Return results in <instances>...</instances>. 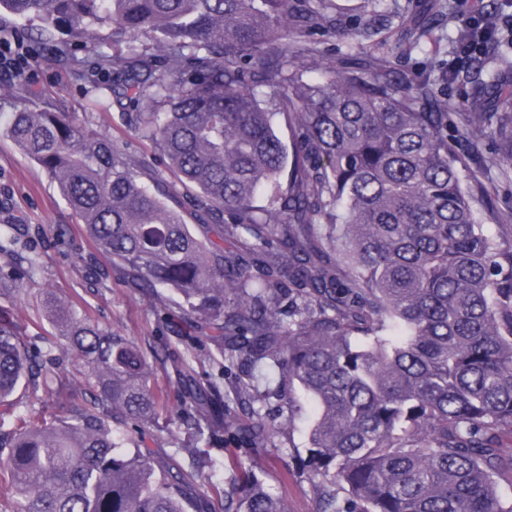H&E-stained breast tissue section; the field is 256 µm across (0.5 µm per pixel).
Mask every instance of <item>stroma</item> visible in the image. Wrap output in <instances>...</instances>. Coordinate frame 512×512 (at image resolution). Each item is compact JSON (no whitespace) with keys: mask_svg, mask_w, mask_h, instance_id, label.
I'll list each match as a JSON object with an SVG mask.
<instances>
[{"mask_svg":"<svg viewBox=\"0 0 512 512\" xmlns=\"http://www.w3.org/2000/svg\"><path fill=\"white\" fill-rule=\"evenodd\" d=\"M497 0H449L451 19L427 27L420 47L410 57L401 59L400 70H418L437 74L441 67L456 65L457 55L452 40L462 19L492 11ZM409 0H377L366 7L374 34L362 42L341 37H328L324 48L336 58L350 57L360 49L380 50L382 43H394L400 33L396 11L406 9ZM38 66L31 77L0 74V89L24 88L27 96H43L61 102L69 111L93 112L99 129L117 144L137 156L150 155L148 145L138 141L120 119L119 107L94 111L96 93L90 68L74 70L60 61L57 53L38 43L30 44ZM462 151L470 158V170L486 188L491 205L480 208L479 218L490 234H498L512 224V178L503 173L501 146L498 140L487 138L463 142ZM10 225L21 238L30 229L41 227L43 233L35 241L41 253L42 269L28 288L30 295L51 290L71 298L75 304L90 303L95 320L111 325L121 335L139 341L152 336L165 342L170 351L184 352L185 345L173 327L159 322L147 299L125 288L119 272H111L109 287H101L98 274L110 270L109 263L97 256L82 235L77 217L59 195L45 173L25 156L8 138L0 136V225ZM65 227V237H57V227ZM304 428L291 435H280L276 445L261 451L237 449L242 465L251 470L271 492L283 496L288 512H316V500L304 466L306 457Z\"/></svg>","mask_w":512,"mask_h":512,"instance_id":"stroma-1","label":"stroma"}]
</instances>
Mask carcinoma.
I'll list each match as a JSON object with an SVG mask.
<instances>
[{
  "instance_id": "carcinoma-1",
  "label": "carcinoma",
  "mask_w": 512,
  "mask_h": 512,
  "mask_svg": "<svg viewBox=\"0 0 512 512\" xmlns=\"http://www.w3.org/2000/svg\"><path fill=\"white\" fill-rule=\"evenodd\" d=\"M445 8L397 14L394 48L341 64L303 37L366 35L336 0H0L67 65L92 49L98 106L126 108L164 163L49 98L0 134L126 286L186 327L173 358L46 291L38 346L0 310V512H288L222 452L273 445L307 405L316 512H512V232H485L457 148L493 137L512 164V13L458 29L467 56L504 49L451 135L441 95L459 73L397 69ZM179 191L198 224L168 204ZM14 245L0 296L19 298L41 257ZM221 360L239 369L227 388L204 369Z\"/></svg>"
}]
</instances>
